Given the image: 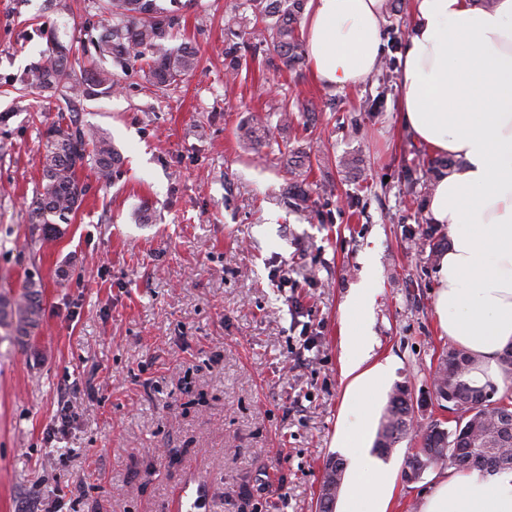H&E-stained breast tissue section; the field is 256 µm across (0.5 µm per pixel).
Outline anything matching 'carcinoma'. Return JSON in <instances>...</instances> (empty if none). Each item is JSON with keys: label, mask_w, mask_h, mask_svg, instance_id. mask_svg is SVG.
<instances>
[{"label": "carcinoma", "mask_w": 512, "mask_h": 512, "mask_svg": "<svg viewBox=\"0 0 512 512\" xmlns=\"http://www.w3.org/2000/svg\"><path fill=\"white\" fill-rule=\"evenodd\" d=\"M254 21L266 25L273 51L289 69L304 57L298 23L305 0H247ZM100 12L106 24L97 40L102 59L121 64L134 60L146 67L151 85L170 86L190 74L197 66V52L184 44L174 47L171 9L158 0H101ZM45 60L30 67L20 82L49 96L106 93L117 85L115 74L105 68L76 71L72 46L64 44L56 32H46ZM267 119L255 117L240 128L239 138L248 146H260L269 136ZM124 158L107 134L86 127L74 117H61L45 133L41 187L36 191L31 221L41 225L43 239L50 238L58 221L66 222L82 202L84 188L78 171L88 166L99 178L108 181L119 173ZM43 320L42 284L32 278L17 290L0 292V329L17 341L34 335ZM475 356L462 347L450 346L437 359L432 374L436 399L448 403L454 414V429L438 421L421 433V444L408 457L406 479L416 475L420 461L430 458L457 471L477 470L492 475L512 470V402H492L491 384L473 385L466 376L473 372ZM413 397L410 389L397 384L385 406L373 451L387 457L412 431ZM323 483L336 477L342 485L345 465L331 457L324 467Z\"/></svg>", "instance_id": "cac0c4a2"}]
</instances>
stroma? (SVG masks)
<instances>
[{"instance_id":"1","label":"stroma","mask_w":512,"mask_h":512,"mask_svg":"<svg viewBox=\"0 0 512 512\" xmlns=\"http://www.w3.org/2000/svg\"><path fill=\"white\" fill-rule=\"evenodd\" d=\"M96 3L0 0V290L39 280L44 309L27 342L0 333V512H42L58 481L75 512H169L195 477L207 512H319L337 437L381 417L395 385H408L419 424L449 419L432 392L451 341L430 252L449 233L418 221L448 169L397 112L410 0H391L382 26L389 74L345 89L320 87L308 64L287 69L262 26L230 34L245 0H181L175 24L196 70L160 90L141 63L115 64L119 87L74 99L125 164L107 182L80 170L79 210L40 244L30 209L58 102L18 78L44 58L50 29L78 67L97 63ZM235 43L249 62L231 73ZM285 99L289 125L276 116ZM254 115L270 125L257 150L238 139ZM298 166L303 210L285 192ZM146 206L154 220L142 224ZM367 272L368 364L386 372L372 402L341 375L342 309ZM303 324L316 346L300 362ZM66 400L79 416L48 438ZM418 445L409 435L378 461L394 475L388 512H422L446 472L406 481Z\"/></svg>"}]
</instances>
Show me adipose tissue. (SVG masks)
Instances as JSON below:
<instances>
[{"label": "adipose tissue", "mask_w": 512, "mask_h": 512, "mask_svg": "<svg viewBox=\"0 0 512 512\" xmlns=\"http://www.w3.org/2000/svg\"><path fill=\"white\" fill-rule=\"evenodd\" d=\"M386 0H310L303 29L314 80L326 88L364 82L379 64ZM402 60L399 119L432 153L460 156L428 208L447 225L436 310L448 337L479 361L472 377L497 378L512 347V0H412ZM373 294L364 276L341 317L342 373L351 391H372L364 338ZM365 430L339 438L350 459L339 512H386L393 484L363 447ZM422 512H512V470L491 477L447 471Z\"/></svg>", "instance_id": "adipose-tissue-1"}]
</instances>
